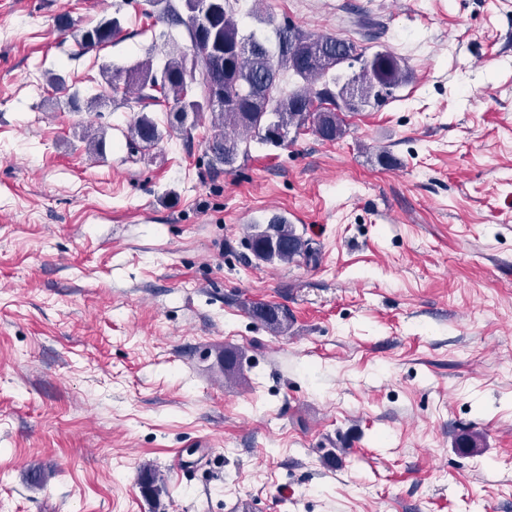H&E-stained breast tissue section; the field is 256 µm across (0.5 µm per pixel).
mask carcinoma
<instances>
[{
    "instance_id": "1",
    "label": "carcinoma",
    "mask_w": 512,
    "mask_h": 512,
    "mask_svg": "<svg viewBox=\"0 0 512 512\" xmlns=\"http://www.w3.org/2000/svg\"><path fill=\"white\" fill-rule=\"evenodd\" d=\"M159 8L157 19L182 29L188 45L168 36L167 60L160 69L147 58L122 73L103 71L112 96L136 90L141 109L129 126L132 147L150 148L163 138L148 108H169L170 128L188 133L185 122L208 111L212 134L207 151L212 170L231 173L240 159L249 158L253 144H278L266 134L269 127L284 133L311 129L321 140L335 142L344 137L342 115L358 112L394 97L407 72L391 52L368 56L345 39L288 29L275 23L276 41L270 48L255 36L241 34L235 19L239 0H147ZM121 32L112 19L86 28L77 44L83 50L103 46ZM248 245L256 260L289 264L313 257L309 242L281 216L252 226ZM251 315L269 331L288 328V312L269 304L254 306ZM224 379L237 377L241 354L224 349ZM146 497L160 502L162 478L147 467L140 472Z\"/></svg>"
}]
</instances>
